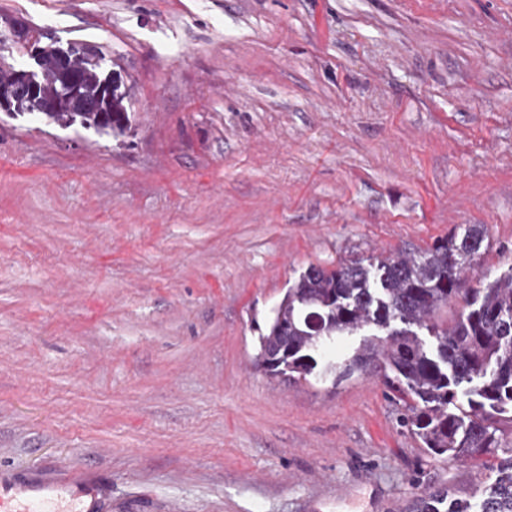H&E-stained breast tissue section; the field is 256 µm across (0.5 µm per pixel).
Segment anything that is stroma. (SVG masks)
Listing matches in <instances>:
<instances>
[{
    "instance_id": "35a3bbf8",
    "label": "stroma",
    "mask_w": 512,
    "mask_h": 512,
    "mask_svg": "<svg viewBox=\"0 0 512 512\" xmlns=\"http://www.w3.org/2000/svg\"><path fill=\"white\" fill-rule=\"evenodd\" d=\"M97 46L123 139L0 111V466L112 480V512L478 503L512 458L430 454L381 371L257 364L309 265L469 224L512 270V0H0Z\"/></svg>"
}]
</instances>
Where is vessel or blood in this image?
Returning a JSON list of instances; mask_svg holds the SVG:
<instances>
[{
  "mask_svg": "<svg viewBox=\"0 0 512 512\" xmlns=\"http://www.w3.org/2000/svg\"><path fill=\"white\" fill-rule=\"evenodd\" d=\"M0 512H112L104 477L72 468L58 476L0 468Z\"/></svg>",
  "mask_w": 512,
  "mask_h": 512,
  "instance_id": "1",
  "label": "vessel or blood"
}]
</instances>
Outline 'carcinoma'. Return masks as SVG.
<instances>
[{"mask_svg": "<svg viewBox=\"0 0 512 512\" xmlns=\"http://www.w3.org/2000/svg\"><path fill=\"white\" fill-rule=\"evenodd\" d=\"M38 58L42 85L35 95L23 87V72L0 66L6 110L115 138L131 128L130 98L102 67L97 47L76 45L64 61L58 47L47 44ZM485 241L484 226L472 224L423 252L340 261L331 269L309 266L275 307L260 336L258 364L274 377L305 379L338 337L375 326L386 338L363 339L344 363L324 362L323 374L339 381L371 367L387 369L386 385L423 447L450 462L494 456L499 439L485 409L512 406V273L484 288L466 287V271L487 249ZM457 298L463 307L454 322L439 321L440 310ZM464 387L470 411H449ZM404 512H512V463L499 470L474 511L448 499V489L432 487L413 496Z\"/></svg>", "mask_w": 512, "mask_h": 512, "instance_id": "1", "label": "carcinoma"}]
</instances>
